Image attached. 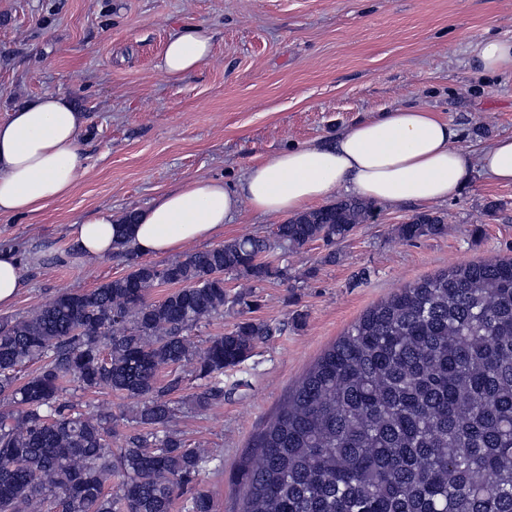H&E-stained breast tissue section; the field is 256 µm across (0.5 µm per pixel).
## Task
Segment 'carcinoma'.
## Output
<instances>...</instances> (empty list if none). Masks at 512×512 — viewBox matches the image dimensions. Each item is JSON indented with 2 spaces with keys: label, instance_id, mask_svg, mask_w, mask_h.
I'll use <instances>...</instances> for the list:
<instances>
[{
  "label": "carcinoma",
  "instance_id": "obj_1",
  "mask_svg": "<svg viewBox=\"0 0 512 512\" xmlns=\"http://www.w3.org/2000/svg\"><path fill=\"white\" fill-rule=\"evenodd\" d=\"M372 217L347 198L273 231L300 249L333 247ZM421 213L397 227L413 241L441 235ZM266 237L243 236L124 276L62 292L26 317L0 323V512H215L197 488L222 459L170 429L163 368L193 364L224 400V370L280 332L243 319L196 349L189 333L251 294L224 275L286 276L262 260ZM169 285L151 301V289ZM41 362L38 372L19 369ZM99 389L137 400L134 430L112 447V417L87 415L68 396ZM242 468L238 512H512V258L454 265L368 309L326 349L260 433ZM117 478L116 490L109 484Z\"/></svg>",
  "mask_w": 512,
  "mask_h": 512
}]
</instances>
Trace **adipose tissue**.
I'll list each match as a JSON object with an SVG mask.
<instances>
[{"instance_id": "obj_1", "label": "adipose tissue", "mask_w": 512, "mask_h": 512, "mask_svg": "<svg viewBox=\"0 0 512 512\" xmlns=\"http://www.w3.org/2000/svg\"><path fill=\"white\" fill-rule=\"evenodd\" d=\"M477 68L512 71V39H480ZM212 43L199 29L175 31L157 69L176 81L199 68ZM83 115L65 94L15 106L0 120V217L37 212L67 196L80 176L77 153ZM458 129L424 106H394L364 118L334 142H311L257 157L237 186L190 179L140 211L126 241L142 255H167L212 237L243 210L280 216L317 209L339 190L386 206L432 205L454 197L473 169L512 184V136L480 150L460 146ZM87 257L117 247L115 219L104 212L79 224Z\"/></svg>"}]
</instances>
